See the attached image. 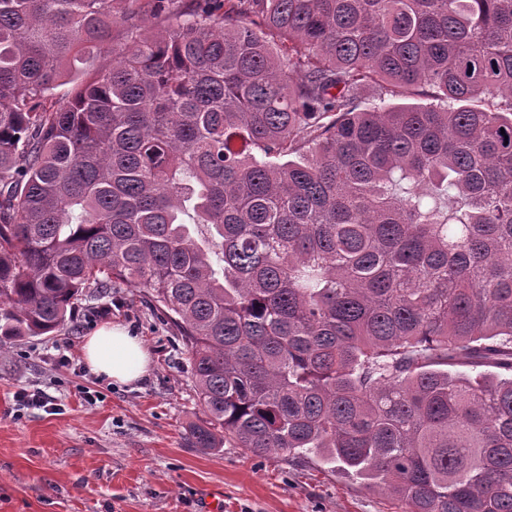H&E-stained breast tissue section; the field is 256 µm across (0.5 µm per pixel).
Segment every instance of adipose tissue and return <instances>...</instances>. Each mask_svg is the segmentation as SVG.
<instances>
[{
  "instance_id": "adipose-tissue-1",
  "label": "adipose tissue",
  "mask_w": 512,
  "mask_h": 512,
  "mask_svg": "<svg viewBox=\"0 0 512 512\" xmlns=\"http://www.w3.org/2000/svg\"><path fill=\"white\" fill-rule=\"evenodd\" d=\"M89 366L112 382L133 385L147 376L151 356L139 337L119 325L100 328L83 345Z\"/></svg>"
}]
</instances>
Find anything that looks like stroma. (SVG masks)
I'll use <instances>...</instances> for the list:
<instances>
[{
  "label": "stroma",
  "instance_id": "stroma-1",
  "mask_svg": "<svg viewBox=\"0 0 512 512\" xmlns=\"http://www.w3.org/2000/svg\"><path fill=\"white\" fill-rule=\"evenodd\" d=\"M109 324L143 340V381L114 383L86 363L85 339ZM37 391L49 407L18 405ZM202 417L176 327L143 290L113 284L57 331L0 341V512H200L206 493L224 512H402L314 457L190 447Z\"/></svg>",
  "mask_w": 512,
  "mask_h": 512
}]
</instances>
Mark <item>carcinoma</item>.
I'll use <instances>...</instances> for the list:
<instances>
[{
	"instance_id": "1",
	"label": "carcinoma",
	"mask_w": 512,
	"mask_h": 512,
	"mask_svg": "<svg viewBox=\"0 0 512 512\" xmlns=\"http://www.w3.org/2000/svg\"><path fill=\"white\" fill-rule=\"evenodd\" d=\"M117 282L191 447L512 512V0H0V338Z\"/></svg>"
}]
</instances>
